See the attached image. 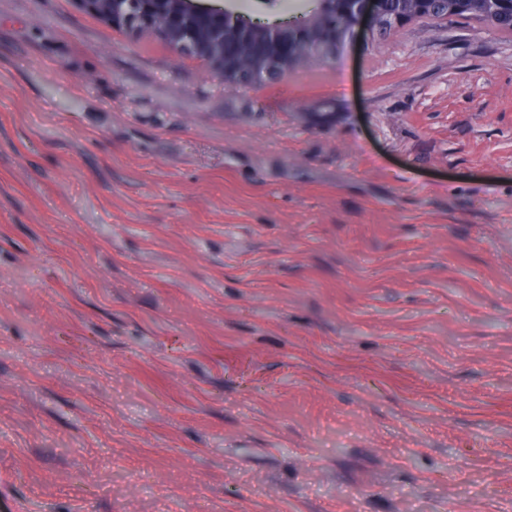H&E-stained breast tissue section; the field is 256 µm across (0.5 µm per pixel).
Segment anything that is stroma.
<instances>
[{"mask_svg":"<svg viewBox=\"0 0 512 512\" xmlns=\"http://www.w3.org/2000/svg\"><path fill=\"white\" fill-rule=\"evenodd\" d=\"M0 512H512V33L228 84L0 0Z\"/></svg>","mask_w":512,"mask_h":512,"instance_id":"obj_1","label":"stroma"}]
</instances>
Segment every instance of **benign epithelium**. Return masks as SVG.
Segmentation results:
<instances>
[{"label":"benign epithelium","instance_id":"obj_1","mask_svg":"<svg viewBox=\"0 0 512 512\" xmlns=\"http://www.w3.org/2000/svg\"><path fill=\"white\" fill-rule=\"evenodd\" d=\"M81 10L133 35L152 34L178 56L202 60L211 75L230 83L241 81L238 50L246 48L260 60L248 81L262 83L302 63V55L288 47V31L306 38L313 30L303 23L257 24L207 0H74ZM346 5L347 23L331 24L328 38H314L306 52L331 57L356 30L377 35L408 23L398 15L380 14L379 0H340Z\"/></svg>","mask_w":512,"mask_h":512}]
</instances>
